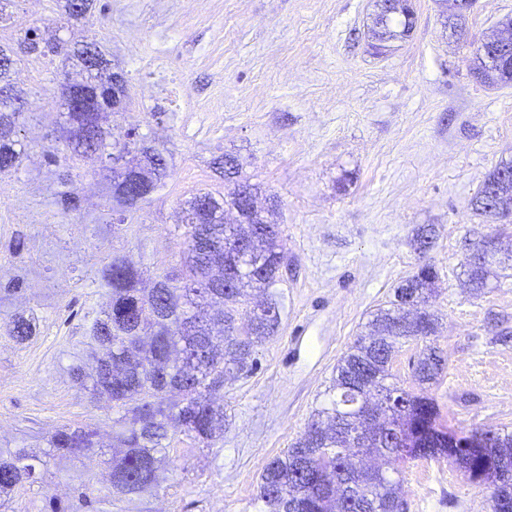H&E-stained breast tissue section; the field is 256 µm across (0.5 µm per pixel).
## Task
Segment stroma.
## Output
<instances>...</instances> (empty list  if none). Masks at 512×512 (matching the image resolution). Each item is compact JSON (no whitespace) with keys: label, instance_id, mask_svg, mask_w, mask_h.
Listing matches in <instances>:
<instances>
[{"label":"stroma","instance_id":"stroma-1","mask_svg":"<svg viewBox=\"0 0 512 512\" xmlns=\"http://www.w3.org/2000/svg\"><path fill=\"white\" fill-rule=\"evenodd\" d=\"M413 7L410 35L377 49L367 33L373 0H95L64 30L55 0H12L0 45L30 28L95 42L127 80V109L106 128L116 140L135 129L168 168L149 203L119 217L105 171L70 158L55 123L78 70L62 55L19 61L26 156L0 175V326L22 312L36 330L21 344L0 330V449L38 456L43 484L14 491L0 512H41L48 495L85 512L72 487L86 475L108 500L98 457L44 454L64 425L112 445L115 411L72 377L93 364L89 329L109 301L104 270L120 255L148 279L177 277L181 209L197 193L223 195L213 161L225 154L280 201L290 265L255 295L278 301L280 323L254 369L225 382L221 437L201 448L172 431L158 487L112 512H262L263 466L303 432L338 360L425 261L438 272L431 308L447 366L428 393L442 422L512 431V269L477 297L461 268L483 236L512 250V224L471 206L489 171L512 160V83L489 85L472 70L512 0H476L456 33L439 0ZM67 178L80 197L69 211L57 203ZM423 227L436 232L424 254L412 245ZM400 471L408 512H467L485 493L450 457L408 460Z\"/></svg>","mask_w":512,"mask_h":512}]
</instances>
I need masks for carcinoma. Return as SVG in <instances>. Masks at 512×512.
<instances>
[{"instance_id": "carcinoma-1", "label": "carcinoma", "mask_w": 512, "mask_h": 512, "mask_svg": "<svg viewBox=\"0 0 512 512\" xmlns=\"http://www.w3.org/2000/svg\"><path fill=\"white\" fill-rule=\"evenodd\" d=\"M93 0L76 6L60 0L61 20L70 23L89 13ZM415 16L376 15L370 32L378 41L398 39L414 26ZM20 44L27 55L53 56L60 41L45 39L28 29ZM105 55L93 43L79 44L67 58L86 72V81L96 83L99 71L86 65L85 50ZM497 64L478 59L476 70L489 84L512 83V46L507 50L487 48ZM12 48L0 47V175L19 168L24 145L19 139L21 98L13 93L15 77ZM59 125L71 129L64 139L73 158L119 162L127 155L149 151L153 164L150 184L141 187L121 168L109 166L113 199L122 212L139 209L166 175V162L156 149L144 146L127 134V140L109 141V132L94 123L88 112H61ZM512 200V161L497 164L485 177L473 200L474 209L501 224L512 222V214L486 209L487 195ZM236 204L235 188L224 199L199 193L186 201L182 236L186 244L185 271L180 285L165 277L160 287H141L144 271L114 256L108 265L106 284L111 300L102 317L94 320L90 336L96 345L92 372L78 367L73 378L88 386L96 399L105 398L112 408L125 412L113 425L112 454L103 463L111 471V498L132 501L158 486L159 471L169 452L170 425L174 424L194 442L209 448L224 432V403L217 401V381L253 369L254 348L272 336L279 325L275 300L267 306L249 307V291L270 286L278 279L277 262L288 259L277 224H255L264 255L253 266L240 256L238 226L224 222L225 208ZM240 263V272L226 287H208L214 268L224 262ZM512 269V255L496 257L480 266H464L469 288L480 296L491 288L494 268ZM437 272L424 263L406 281L414 285L411 304L419 307L427 336L439 327L438 316L428 309L435 292ZM394 289L390 307L372 313L367 332L359 336L336 365L331 394L316 410L315 418L292 442L284 455L267 462L261 472L258 499L264 512H406L399 470L395 464L406 458L431 459L442 455L463 464L469 479L486 483L485 453L476 448H450L448 439L456 432L440 424V411L424 391L406 390L391 382L393 358L403 345L423 341L415 330L416 319ZM6 334L22 343L35 333V325L22 314L6 321ZM446 359L429 343L413 366V378L422 387L438 379ZM177 391L182 400L170 407L164 396ZM383 402L391 411L373 439V451L387 456L390 468L371 472L362 466L359 451L347 445L348 435L357 430L355 403ZM484 449L499 462L496 479L487 483L491 512H512V432L482 429ZM95 431L63 426L48 439L45 455L77 457L100 452ZM34 456L24 449L0 450V497L18 487L38 482ZM79 499L87 512H100L99 500L90 484L79 483Z\"/></svg>"}]
</instances>
